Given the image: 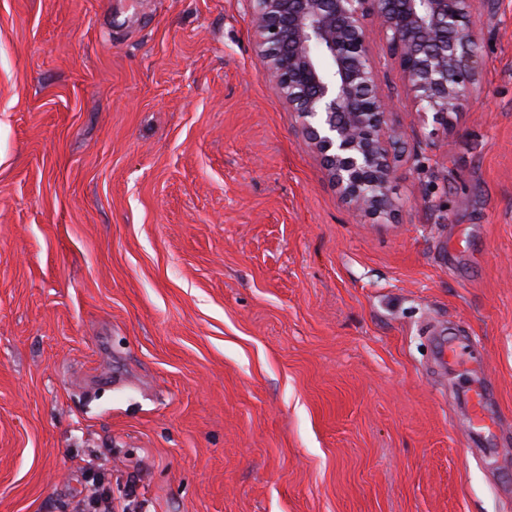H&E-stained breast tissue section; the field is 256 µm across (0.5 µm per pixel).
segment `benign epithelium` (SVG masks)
Returning <instances> with one entry per match:
<instances>
[{
	"mask_svg": "<svg viewBox=\"0 0 512 512\" xmlns=\"http://www.w3.org/2000/svg\"><path fill=\"white\" fill-rule=\"evenodd\" d=\"M489 0H254L260 58L344 200L391 206L396 129L378 91L368 21L379 25L423 117L448 127L481 85L475 16Z\"/></svg>",
	"mask_w": 512,
	"mask_h": 512,
	"instance_id": "7a95c632",
	"label": "benign epithelium"
}]
</instances>
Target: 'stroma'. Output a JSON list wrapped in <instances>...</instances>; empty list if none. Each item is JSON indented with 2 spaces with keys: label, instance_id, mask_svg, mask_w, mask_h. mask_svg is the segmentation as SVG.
Returning a JSON list of instances; mask_svg holds the SVG:
<instances>
[{
  "label": "stroma",
  "instance_id": "35a3bbf8",
  "mask_svg": "<svg viewBox=\"0 0 512 512\" xmlns=\"http://www.w3.org/2000/svg\"><path fill=\"white\" fill-rule=\"evenodd\" d=\"M251 8L0 0V512H77L94 469L127 512H512V0L450 130L371 29L400 139L377 217ZM448 323L482 370L435 369Z\"/></svg>",
  "mask_w": 512,
  "mask_h": 512
}]
</instances>
